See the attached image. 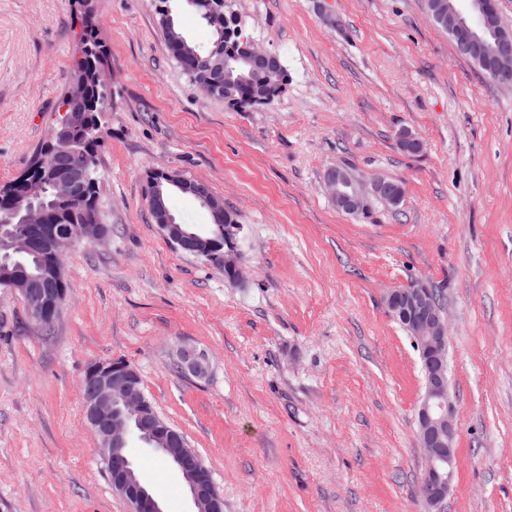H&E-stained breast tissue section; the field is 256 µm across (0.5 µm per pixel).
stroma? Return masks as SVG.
Returning <instances> with one entry per match:
<instances>
[{"mask_svg":"<svg viewBox=\"0 0 512 512\" xmlns=\"http://www.w3.org/2000/svg\"><path fill=\"white\" fill-rule=\"evenodd\" d=\"M288 86L239 112L170 56L153 0H94L111 55L98 150L105 241L66 257L50 326L0 288V512H128L87 426L97 359L139 370L224 512H425L419 353L385 295L440 294L456 406L442 512H512V91L434 23L425 0H232ZM71 0H0V185L47 138L77 28ZM425 151L398 150L399 128ZM402 182L398 207L337 209L324 178ZM157 169L209 185L236 214L242 281L174 248L146 202ZM209 359L199 379L174 360ZM165 512H191L176 471L130 445ZM176 361L183 373L193 377L204 378L209 373L210 366L206 356L193 348H182Z\"/></svg>","mask_w":512,"mask_h":512,"instance_id":"stroma-1","label":"stroma"}]
</instances>
